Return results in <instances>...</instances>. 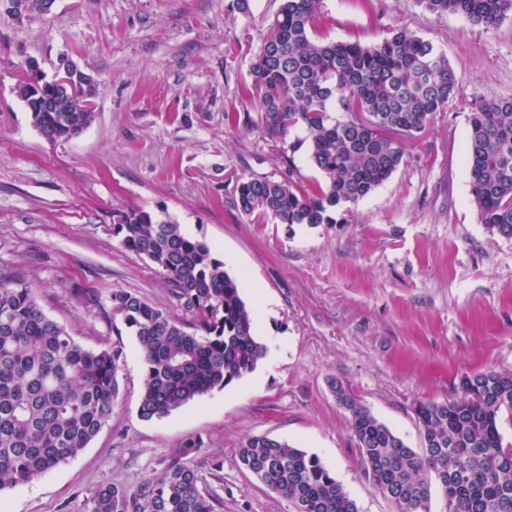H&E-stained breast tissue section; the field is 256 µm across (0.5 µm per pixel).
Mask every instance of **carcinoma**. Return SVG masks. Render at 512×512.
<instances>
[{"mask_svg": "<svg viewBox=\"0 0 512 512\" xmlns=\"http://www.w3.org/2000/svg\"><path fill=\"white\" fill-rule=\"evenodd\" d=\"M321 0H281L250 66L255 114L231 124L283 141L308 145L322 181L306 188L288 177L251 178L236 185V204L268 224H337V209L384 184L406 162L407 144L448 110L459 92L448 57L432 41L390 26L373 45L312 38L327 23ZM437 15L457 14L486 29L512 17V0H419ZM32 125L53 140L88 128L93 112L58 106L51 112L31 98L28 74L17 85ZM466 170L478 218L487 231L512 240V99L481 94L467 116ZM112 235L150 260L171 293L192 313L175 319L166 309L125 291L110 295L139 344L144 376L139 410L162 418L254 371L267 352L253 331V316L239 282L203 241L180 225L131 209L113 215ZM122 346L93 349L48 317L36 289L0 279V490L27 483L76 457L112 420L118 404ZM336 401L350 425L365 478L396 512H430L438 482L447 512H512V443L499 420L512 415V374L486 370L465 375L459 396L421 402L415 415L430 446L418 452L381 423L342 382ZM201 441L189 438L161 472L137 486L104 483L77 512H219L224 500L202 487L189 456ZM238 462L273 490L293 512H358L354 500L316 456L286 441L244 439Z\"/></svg>", "mask_w": 512, "mask_h": 512, "instance_id": "1", "label": "carcinoma"}]
</instances>
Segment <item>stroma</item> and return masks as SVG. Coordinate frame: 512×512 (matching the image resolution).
Here are the masks:
<instances>
[{
	"mask_svg": "<svg viewBox=\"0 0 512 512\" xmlns=\"http://www.w3.org/2000/svg\"><path fill=\"white\" fill-rule=\"evenodd\" d=\"M281 0H55L49 14L0 15V277L23 278L43 311L85 347H123L120 399L76 457L0 491V512H77L105 482H144L184 440L224 512H292L241 469L253 435L317 456L359 512H395L362 475L332 391L348 385L411 448L424 444L414 408L459 395L463 375L512 372V240L478 220L466 172L475 96L512 98V19L485 31L426 11L419 0H322L319 36L365 45L401 24L433 41L459 96L408 146L407 161L353 206L347 223L255 224L236 205L240 179L319 181L306 148L291 149L225 115L241 94ZM68 57L98 85L96 117L52 142L16 93L19 67L54 75ZM142 209L206 242L240 283L267 353L256 369L166 417L139 414L144 363L109 297L128 291L187 322L157 267L112 235V215ZM221 470H214V460Z\"/></svg>",
	"mask_w": 512,
	"mask_h": 512,
	"instance_id": "obj_1",
	"label": "stroma"
}]
</instances>
